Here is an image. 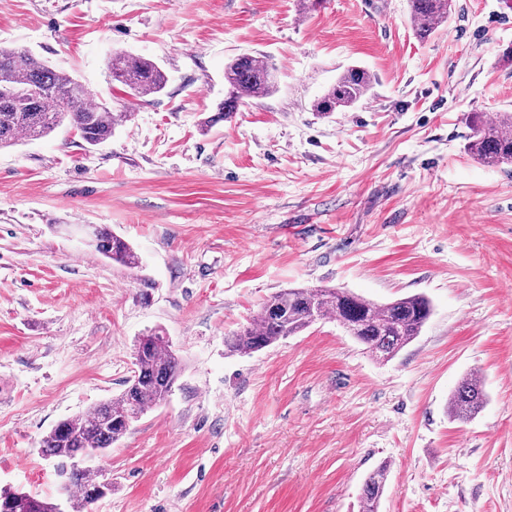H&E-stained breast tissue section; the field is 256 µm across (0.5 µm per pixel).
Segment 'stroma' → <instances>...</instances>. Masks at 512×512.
Instances as JSON below:
<instances>
[{"label": "stroma", "instance_id": "1", "mask_svg": "<svg viewBox=\"0 0 512 512\" xmlns=\"http://www.w3.org/2000/svg\"><path fill=\"white\" fill-rule=\"evenodd\" d=\"M0 0V48L28 51L130 112L90 148L68 127L0 150V487L57 496L38 454L57 422L118 395L139 336L181 373L113 444L89 512H512V166L466 150L465 116L512 113V9L453 0L427 40L407 0ZM155 61L130 98L106 63ZM251 54L274 91L210 123ZM354 106L314 103L347 68ZM106 224L129 269L76 234ZM433 314L389 363L335 321L228 357L227 334L285 288ZM477 374L488 401L448 418ZM108 69L113 81H118L134 98H146L162 91L166 75L154 61L142 57L113 54L108 60ZM487 397L473 374L463 377L448 398V416L452 421L468 422L486 406ZM389 472V465L382 463L364 479L359 494L362 512H379L380 501L386 489Z\"/></svg>", "mask_w": 512, "mask_h": 512}]
</instances>
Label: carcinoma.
Here are the masks:
<instances>
[{
	"label": "carcinoma",
	"instance_id": "1",
	"mask_svg": "<svg viewBox=\"0 0 512 512\" xmlns=\"http://www.w3.org/2000/svg\"><path fill=\"white\" fill-rule=\"evenodd\" d=\"M410 16L418 38L426 39L434 26L448 19L452 0H409ZM112 80L120 82L134 98H146L162 91L166 75L154 61L113 54L108 60ZM228 91L212 121L227 119L247 99L268 95L272 73L255 56L243 55L224 68ZM372 84L370 73L349 69L317 100L315 109L323 114L348 107L361 100ZM129 112L117 111L107 102L90 101V90L69 74L58 71L26 51L0 48V148L47 136L66 126L74 129L85 144L94 147L112 136ZM467 152L488 166H512V114L495 120L471 112ZM91 246L106 259L135 268L139 257L133 247L114 234L106 224L93 232ZM432 315L431 302L423 295H409L388 303H377L346 288H287L265 301L246 326L224 337V353L250 355L281 339L295 336L316 322L335 320L344 331L378 361L392 360L420 336ZM179 358L169 341L158 333L138 339L133 375L124 390L79 416L59 421L39 443L40 453L53 465L55 476L66 483V512H87L88 491L112 485L99 481L100 469L79 461L98 451L105 453L128 428L125 418L138 420L161 405L172 392L179 376ZM487 397L476 376L463 377L448 398L452 421L468 422L486 406ZM389 477V465L382 463L367 475L361 486V512H379ZM14 503L13 512H57L58 499L37 493L0 488V499Z\"/></svg>",
	"mask_w": 512,
	"mask_h": 512
}]
</instances>
